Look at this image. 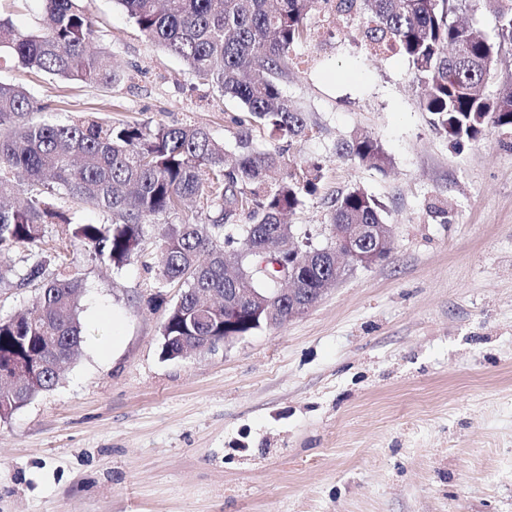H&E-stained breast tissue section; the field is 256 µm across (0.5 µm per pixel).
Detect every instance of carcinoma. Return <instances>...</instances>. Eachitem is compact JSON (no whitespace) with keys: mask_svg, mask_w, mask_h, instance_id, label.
<instances>
[{"mask_svg":"<svg viewBox=\"0 0 512 512\" xmlns=\"http://www.w3.org/2000/svg\"><path fill=\"white\" fill-rule=\"evenodd\" d=\"M44 24L22 30L0 15V61L73 82L109 87L132 79L112 58L92 53L91 17L75 0H41ZM150 41L186 64L190 74L237 100L243 127L229 151L203 127L184 123H112L77 117L49 123L44 106L23 87L0 82V200L18 190L23 207L0 203V253L41 248L43 226H65L66 242L19 271L0 263V284L33 288L31 307L0 318V366L10 361L49 360L37 380L22 387L0 386V420H7L54 387L61 368L81 343V280L61 269L74 251L90 250L99 260L122 266L138 253L143 225L200 200L207 214L196 222L169 224L162 234L161 279L184 286L169 306L161 335L165 358L180 352V337L213 336L224 314L212 315L208 300L236 288H258L224 269V244L241 252L261 251L288 238L284 216L317 192L324 167L305 162L288 168L277 184L270 174L285 166V152L311 132L306 113L281 88L292 52L307 31L317 0H117ZM458 0H337L336 11L358 18L367 45L391 40L408 59L425 88L421 109L438 134L476 140L490 125L512 128V75L499 92L484 94L499 48L459 26ZM501 42L512 44V3L498 12ZM258 128L281 146L258 150ZM337 153L385 170L390 159L374 138L356 134ZM98 211L96 223L74 221L64 204ZM383 206L355 189L340 194L329 211L331 224H382ZM248 214L246 236L237 240V217ZM328 257L316 255L303 269L299 292L315 296L329 274Z\"/></svg>","mask_w":512,"mask_h":512,"instance_id":"1","label":"carcinoma"}]
</instances>
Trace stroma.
<instances>
[{
	"label": "stroma",
	"mask_w": 512,
	"mask_h": 512,
	"mask_svg": "<svg viewBox=\"0 0 512 512\" xmlns=\"http://www.w3.org/2000/svg\"><path fill=\"white\" fill-rule=\"evenodd\" d=\"M501 0L456 18L498 41ZM93 49L135 73L106 88L0 64L46 118L206 128L226 147L237 101L143 36L116 0H80ZM297 44L283 92L312 131L288 163L321 161L290 216L297 242L327 241L333 198L374 196L390 256L339 281L304 315L228 348L168 360L161 328L180 285L159 288L160 234L117 268L89 252L83 341L52 390L0 421V512H512V130L439 135L408 60L366 53L352 19ZM357 133L391 159L337 154Z\"/></svg>",
	"instance_id": "stroma-1"
}]
</instances>
